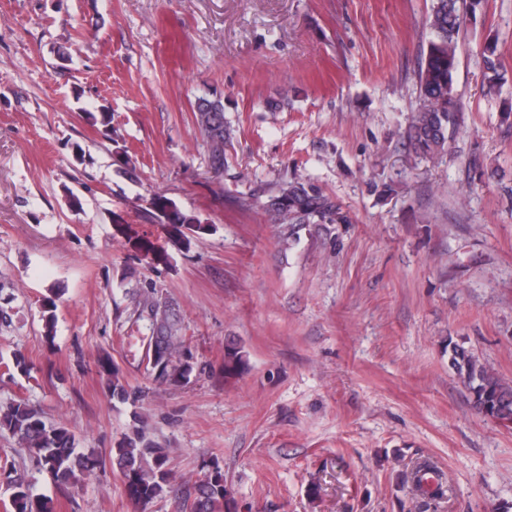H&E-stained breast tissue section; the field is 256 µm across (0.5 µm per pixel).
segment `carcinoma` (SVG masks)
I'll return each instance as SVG.
<instances>
[{"instance_id":"1","label":"carcinoma","mask_w":512,"mask_h":512,"mask_svg":"<svg viewBox=\"0 0 512 512\" xmlns=\"http://www.w3.org/2000/svg\"><path fill=\"white\" fill-rule=\"evenodd\" d=\"M464 23V0H432L425 24L431 39L427 53L418 70L420 108L411 116L408 137L417 157H431L443 153L460 124L462 103L455 90L453 74L457 66V48ZM487 89L491 94L501 90L495 49L485 57ZM195 123L208 146L209 166L219 176L224 170L226 150L231 133L224 122V104L214 99L194 110ZM156 211L169 224L187 225L188 230L204 234L210 226L192 214L181 211L165 196L152 199ZM273 224L288 225V237L307 224H349L348 212L328 196L303 183H288L263 204ZM155 344L163 347L152 351L147 343L146 368L157 379L181 381L189 377L191 365L184 360L179 337L167 318L155 321ZM452 368L468 392L473 407L480 413L500 422L512 423V380L486 367L476 356L462 346L454 345L450 357ZM104 372L112 376L109 395L125 400L130 392L122 381L117 367L110 359L100 362ZM249 367L248 353L238 342L224 346V380L243 375ZM0 425L11 431L27 448L33 449L37 461L60 484H69L84 473L105 465V460L76 451L75 436L63 425L48 422L37 409L26 402L12 403L0 413ZM112 466L122 474L128 497L145 507L162 496L168 486L171 472L165 451L138 431L125 438L112 450ZM433 470L427 462L417 464L410 479L421 495H434L439 487L428 484L426 475ZM9 491L5 512H51L46 501L33 498L23 481L5 476ZM190 512H237V504L224 482V470L219 461L210 465L205 478L194 487Z\"/></svg>"}]
</instances>
